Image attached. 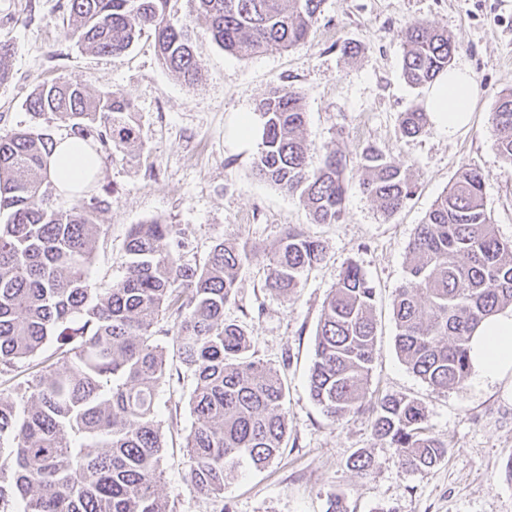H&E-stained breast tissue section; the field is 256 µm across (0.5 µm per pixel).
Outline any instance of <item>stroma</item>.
I'll return each instance as SVG.
<instances>
[{
	"label": "stroma",
	"instance_id": "1",
	"mask_svg": "<svg viewBox=\"0 0 512 512\" xmlns=\"http://www.w3.org/2000/svg\"><path fill=\"white\" fill-rule=\"evenodd\" d=\"M190 26L202 80L185 85L158 61L154 37L144 33L125 53L97 55L66 36L67 0H0V43L12 49L11 71L0 83V136L36 129L61 136L55 123L34 117L28 101L42 82L80 84L91 94L130 97L141 141L132 153L103 158L99 184L114 189L96 221L105 232L89 270L110 287L123 277L130 225L161 219L185 229L189 259L203 261L219 240L253 252L237 293L224 308L241 324L254 356L278 369L288 385V444L269 465L244 463L224 491L202 497L185 482L184 431L192 418L187 392L161 393L157 415L177 419L167 431L160 491L176 512H327L341 496L348 512H512V369L485 377L472 368L458 388L436 390L400 360L392 299L406 281L408 244L461 167L486 176V208L498 235L512 240V168L491 136L501 91L512 89V0H325L306 43L242 59L218 47L197 21L191 0H172ZM425 20L459 43L453 66L480 79L483 92L470 122L447 134L435 125L415 138L399 135L402 112L426 108L427 91L402 74L403 31ZM359 52L346 56L345 43ZM303 93L304 135L321 159L338 150L347 161L345 212L336 224H317L298 196L260 178L253 167L257 138L240 137V113L256 112L273 89ZM375 146L402 161L418 183L405 207L386 217L363 194L357 165ZM326 247L325 261L286 298L264 287L267 253L288 227ZM357 264L376 288V346L369 402L407 396L427 410L431 432L448 453L433 468L408 471L378 438L364 413L328 421L307 385L315 333L327 295L348 264ZM373 460L368 473L349 465L356 452Z\"/></svg>",
	"mask_w": 512,
	"mask_h": 512
}]
</instances>
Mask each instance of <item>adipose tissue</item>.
Masks as SVG:
<instances>
[{
  "label": "adipose tissue",
  "mask_w": 512,
  "mask_h": 512,
  "mask_svg": "<svg viewBox=\"0 0 512 512\" xmlns=\"http://www.w3.org/2000/svg\"><path fill=\"white\" fill-rule=\"evenodd\" d=\"M482 92L477 75L466 68L449 69L432 84L428 111L435 125L448 133L465 126ZM49 177L59 192L79 190L90 173L99 171V160L89 158L77 139L61 136L47 160ZM471 355L486 376L512 368V314H497L475 332Z\"/></svg>",
  "instance_id": "adipose-tissue-1"
}]
</instances>
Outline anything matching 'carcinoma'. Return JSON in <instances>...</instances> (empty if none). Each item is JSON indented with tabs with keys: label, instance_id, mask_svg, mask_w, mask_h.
Segmentation results:
<instances>
[{
	"label": "carcinoma",
	"instance_id": "1",
	"mask_svg": "<svg viewBox=\"0 0 512 512\" xmlns=\"http://www.w3.org/2000/svg\"><path fill=\"white\" fill-rule=\"evenodd\" d=\"M197 18L222 49L242 58L303 44L324 0H194ZM171 0H68L67 37L99 54H120L153 32L160 63L186 84L201 77L188 25ZM459 49L448 31L415 21L405 29L402 71L413 86L448 71ZM33 115L47 116L97 156L140 140L133 103L92 96L79 84L43 83ZM261 136L254 167L299 195L318 224L344 214L345 158L332 149L318 166L303 135L305 104L273 90L258 104ZM427 113L401 115L400 132H425ZM490 135L512 168V89L501 93ZM55 138L35 130L0 137V377L31 363L37 371L0 395V512H173L158 487L166 447L156 401L162 388L189 386L185 435L189 489L224 491L244 461L263 468L288 443V387L280 372L250 354L251 339L224 321L251 249L219 241L203 263L184 259L176 224L151 220L128 230L124 277L98 288L88 277L105 200L95 178L68 208L54 204L47 173ZM361 185L389 216L417 190L403 164L377 147L364 150ZM486 176L463 168L417 225L403 286L392 301L401 360L434 389L462 386L471 341L491 315L512 308V240L498 237L484 200ZM177 240L176 248L167 242ZM325 258L323 244L290 227L267 253L264 287L292 297ZM374 287L354 263L341 273L318 322L309 392L323 415L341 423L359 413L373 362ZM175 317L172 372L156 327ZM376 436L399 449L402 465L430 468L448 453L433 436L421 402L385 396L372 407Z\"/></svg>",
	"mask_w": 512,
	"mask_h": 512
}]
</instances>
